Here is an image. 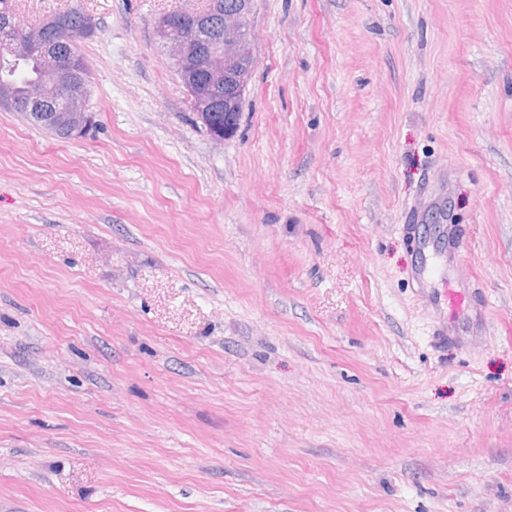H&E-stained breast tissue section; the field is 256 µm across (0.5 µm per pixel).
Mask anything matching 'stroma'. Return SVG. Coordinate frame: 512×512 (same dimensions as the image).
<instances>
[{
	"instance_id": "obj_1",
	"label": "stroma",
	"mask_w": 512,
	"mask_h": 512,
	"mask_svg": "<svg viewBox=\"0 0 512 512\" xmlns=\"http://www.w3.org/2000/svg\"><path fill=\"white\" fill-rule=\"evenodd\" d=\"M201 2L81 0L84 137L0 108V512H512V0H253L222 141ZM205 0L198 9L181 10L188 23L163 13L155 21V31L165 45L174 66L184 75L185 89L190 96L198 118L203 121L209 112L210 131L224 132V113L227 123L240 120L243 93L254 65V58L243 29V16L250 0ZM246 14L245 30L247 32ZM240 8V9H239ZM239 9V10H238ZM238 10L235 13L224 14ZM224 17V29L221 18ZM218 39L216 49L206 50L208 43ZM224 92V112H210L209 107ZM241 101L240 111L239 103Z\"/></svg>"
}]
</instances>
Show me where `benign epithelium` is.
I'll return each instance as SVG.
<instances>
[{
	"label": "benign epithelium",
	"mask_w": 512,
	"mask_h": 512,
	"mask_svg": "<svg viewBox=\"0 0 512 512\" xmlns=\"http://www.w3.org/2000/svg\"><path fill=\"white\" fill-rule=\"evenodd\" d=\"M249 0L235 13H224V0H205V5L183 14L182 23L164 13L155 21V31L174 66L184 75L185 89L198 118L211 103L224 97L227 123L240 120L239 103L254 65L243 29ZM36 55L43 75L44 92L27 99L28 115L48 119L69 137L82 136L90 120V103L80 87L74 65L41 36L31 37L13 21L10 0L0 3V65L12 67Z\"/></svg>",
	"instance_id": "benign-epithelium-1"
}]
</instances>
